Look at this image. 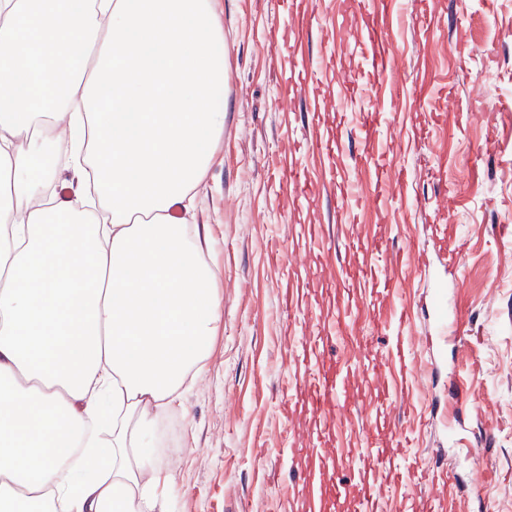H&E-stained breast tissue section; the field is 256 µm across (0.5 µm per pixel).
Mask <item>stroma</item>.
Wrapping results in <instances>:
<instances>
[{"label": "stroma", "instance_id": "35a3bbf8", "mask_svg": "<svg viewBox=\"0 0 512 512\" xmlns=\"http://www.w3.org/2000/svg\"><path fill=\"white\" fill-rule=\"evenodd\" d=\"M212 4L224 30V132L196 191L192 221L209 225L215 240L210 262L224 317L203 379L159 426L157 452L167 456L174 486L170 512H285L288 451L307 439L306 430L289 431L280 409L288 378L281 303L288 257L299 248L297 227L321 225L339 244L355 237L357 249L341 253L345 263L361 262L375 239L429 251L432 202L442 184L453 197L448 241L459 246V267L448 271L443 292L469 301L482 341L480 369L471 371L460 352L416 343L415 366L427 383L393 389L383 327L392 305L360 289L357 301L371 312L356 324L355 340L339 343L334 354L357 364L370 339L379 355L355 385L358 417L340 428V445L361 447L362 419L384 411L408 432L413 454L458 472L451 496L461 512L471 507L478 459L505 471L492 512H512V237L498 233L512 225V0H426L422 24L412 19L413 0H387L366 13L358 0H304L320 29L297 46L290 43V0ZM375 26L391 34L386 50L397 71L372 62L366 46ZM291 47L307 58L332 57L334 65L284 107L280 60ZM367 109L386 115L363 145L377 159L343 172L344 181L360 184L364 203L340 221L335 202L310 208L287 194L278 171L289 153L320 181L307 140L334 139ZM391 166L408 168L410 181L394 188L393 201L377 202L381 170ZM470 374L498 427L495 445L476 459L466 444L449 447L445 429L448 390Z\"/></svg>", "mask_w": 512, "mask_h": 512}]
</instances>
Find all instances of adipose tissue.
Listing matches in <instances>:
<instances>
[{
    "mask_svg": "<svg viewBox=\"0 0 512 512\" xmlns=\"http://www.w3.org/2000/svg\"><path fill=\"white\" fill-rule=\"evenodd\" d=\"M223 128L210 0H0V512H168L156 422L223 318L183 216Z\"/></svg>",
    "mask_w": 512,
    "mask_h": 512,
    "instance_id": "adipose-tissue-1",
    "label": "adipose tissue"
}]
</instances>
